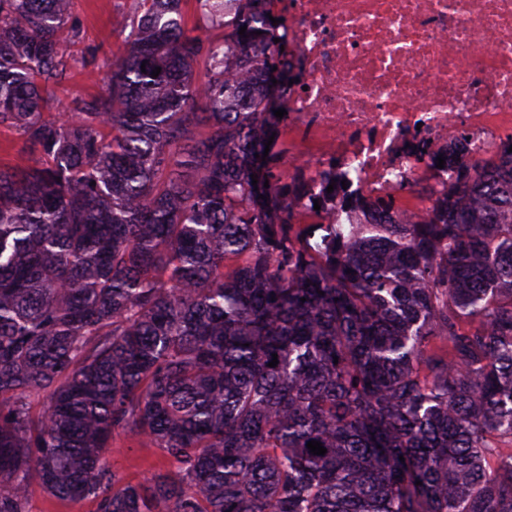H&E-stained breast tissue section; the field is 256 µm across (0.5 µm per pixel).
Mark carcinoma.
<instances>
[{
    "label": "carcinoma",
    "mask_w": 512,
    "mask_h": 512,
    "mask_svg": "<svg viewBox=\"0 0 512 512\" xmlns=\"http://www.w3.org/2000/svg\"><path fill=\"white\" fill-rule=\"evenodd\" d=\"M181 3L134 0L63 120L74 0H0V127L36 155L0 165V512L34 482L98 512H512V160L455 155L414 224L296 226L263 95ZM231 37L279 74L275 26ZM117 429L171 469L114 487Z\"/></svg>",
    "instance_id": "carcinoma-1"
}]
</instances>
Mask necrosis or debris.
<instances>
[{
    "instance_id": "necrosis-or-debris-1",
    "label": "necrosis or debris",
    "mask_w": 512,
    "mask_h": 512,
    "mask_svg": "<svg viewBox=\"0 0 512 512\" xmlns=\"http://www.w3.org/2000/svg\"><path fill=\"white\" fill-rule=\"evenodd\" d=\"M278 19L287 115L275 149L304 190L301 224H367L389 200L399 224L431 212L451 171L437 158L503 159L512 141V0H264ZM361 208L349 210V200Z\"/></svg>"
}]
</instances>
